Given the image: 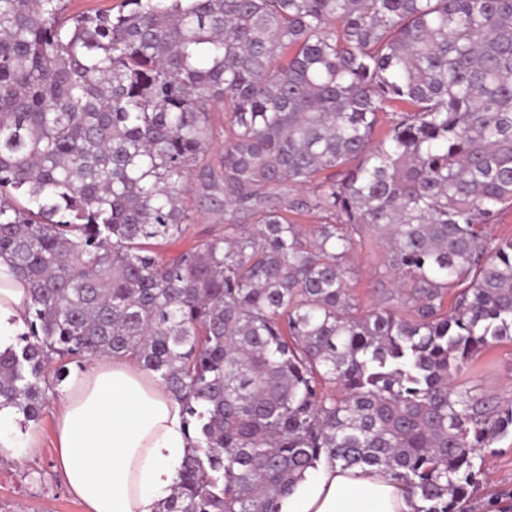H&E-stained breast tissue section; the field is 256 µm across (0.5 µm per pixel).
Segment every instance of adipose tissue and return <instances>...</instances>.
<instances>
[{
  "label": "adipose tissue",
  "instance_id": "1",
  "mask_svg": "<svg viewBox=\"0 0 512 512\" xmlns=\"http://www.w3.org/2000/svg\"><path fill=\"white\" fill-rule=\"evenodd\" d=\"M30 290L0 264V352L26 327ZM57 468L85 512H156L189 449L182 407L145 370L102 358L72 373L54 416ZM282 512H412L378 470L322 467L285 497Z\"/></svg>",
  "mask_w": 512,
  "mask_h": 512
}]
</instances>
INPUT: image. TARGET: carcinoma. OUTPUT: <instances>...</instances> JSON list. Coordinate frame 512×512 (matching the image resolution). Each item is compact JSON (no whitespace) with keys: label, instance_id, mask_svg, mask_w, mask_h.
Here are the masks:
<instances>
[{"label":"carcinoma","instance_id":"1","mask_svg":"<svg viewBox=\"0 0 512 512\" xmlns=\"http://www.w3.org/2000/svg\"><path fill=\"white\" fill-rule=\"evenodd\" d=\"M60 2L0 0V257L32 296L0 408L38 420L55 358H130L193 435L159 512H281L325 463L471 512L512 436L460 384L512 342V0ZM196 175L224 227L168 262ZM366 232L395 283L371 308ZM61 5L64 15H75L106 9H112V13L115 14L119 9L120 0H64ZM352 256L355 273L351 279L352 288L361 304L372 306L377 302L381 288H392L384 273V247L378 238L367 237L362 246H356Z\"/></svg>","mask_w":512,"mask_h":512}]
</instances>
